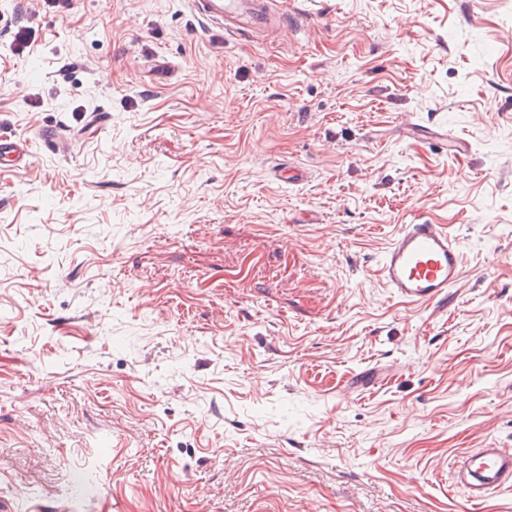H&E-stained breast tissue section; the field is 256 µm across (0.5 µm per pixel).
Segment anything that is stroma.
<instances>
[{
	"instance_id": "35a3bbf8",
	"label": "stroma",
	"mask_w": 512,
	"mask_h": 512,
	"mask_svg": "<svg viewBox=\"0 0 512 512\" xmlns=\"http://www.w3.org/2000/svg\"><path fill=\"white\" fill-rule=\"evenodd\" d=\"M286 9L0 0V52L35 29L0 134L76 139L0 171V512H512L451 486L512 448V0ZM423 221L462 251L444 307L379 275ZM190 3L198 17L234 35L249 34L266 19L263 0H192ZM38 138L48 150L61 156L69 154L74 146L73 138L71 136H60L54 126L40 129Z\"/></svg>"
}]
</instances>
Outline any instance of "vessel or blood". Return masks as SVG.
<instances>
[{"instance_id": "b4317fda", "label": "vessel or blood", "mask_w": 512, "mask_h": 512, "mask_svg": "<svg viewBox=\"0 0 512 512\" xmlns=\"http://www.w3.org/2000/svg\"><path fill=\"white\" fill-rule=\"evenodd\" d=\"M201 19L234 35L252 32L266 19L265 0H191ZM39 140L59 155L74 146L69 136L55 127L39 130ZM31 157L28 139L0 136V161L17 170ZM383 284L392 295L413 303L444 304L463 277L462 255L443 224H406L389 243L381 267ZM457 485L472 502L512 485V449L481 448L463 456L457 469Z\"/></svg>"}]
</instances>
